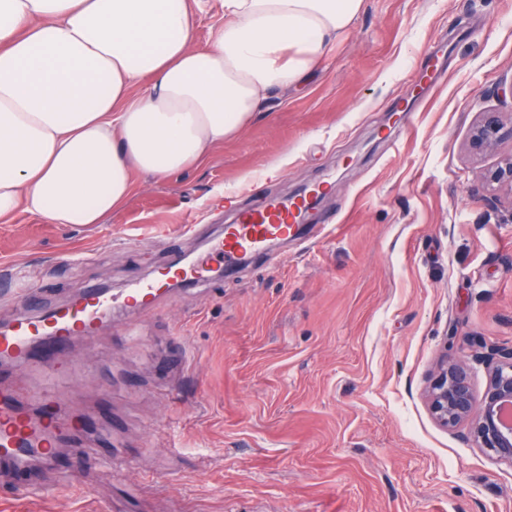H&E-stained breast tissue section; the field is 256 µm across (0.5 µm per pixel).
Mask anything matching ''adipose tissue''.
I'll list each match as a JSON object with an SVG mask.
<instances>
[{
    "instance_id": "1",
    "label": "adipose tissue",
    "mask_w": 512,
    "mask_h": 512,
    "mask_svg": "<svg viewBox=\"0 0 512 512\" xmlns=\"http://www.w3.org/2000/svg\"><path fill=\"white\" fill-rule=\"evenodd\" d=\"M363 0H0V223L100 224L135 174L204 162Z\"/></svg>"
}]
</instances>
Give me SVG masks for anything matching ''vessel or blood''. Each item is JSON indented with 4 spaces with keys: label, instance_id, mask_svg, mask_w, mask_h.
<instances>
[{
    "label": "vessel or blood",
    "instance_id": "1",
    "mask_svg": "<svg viewBox=\"0 0 512 512\" xmlns=\"http://www.w3.org/2000/svg\"><path fill=\"white\" fill-rule=\"evenodd\" d=\"M312 201L303 195L239 210L235 224L227 226L213 248L225 263H234L239 254L264 248L271 240H285L295 233L303 211ZM208 257L190 264H175L157 277L134 282L119 297L91 288L81 292L66 306L32 320L27 315L0 329V359L16 364L28 360L37 349L49 352L76 339L92 340L99 325L115 305L151 310L170 280L199 281L205 274ZM63 372L55 368L45 374L41 385L29 389L0 377V474H16L29 468L32 460L48 458L50 445L76 439L85 422L75 419L66 407L61 385ZM70 473H60L56 483H32L21 487V497L57 494L62 485H77Z\"/></svg>",
    "mask_w": 512,
    "mask_h": 512
}]
</instances>
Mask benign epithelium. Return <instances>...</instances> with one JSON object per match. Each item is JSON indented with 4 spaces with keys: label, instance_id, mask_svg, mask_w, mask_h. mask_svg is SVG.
Listing matches in <instances>:
<instances>
[{
    "label": "benign epithelium",
    "instance_id": "1",
    "mask_svg": "<svg viewBox=\"0 0 512 512\" xmlns=\"http://www.w3.org/2000/svg\"><path fill=\"white\" fill-rule=\"evenodd\" d=\"M504 119L500 112H482L470 141L475 154L494 150L502 139ZM488 184L512 188V155L488 170ZM483 359L491 365L489 380L481 401H475L465 367L443 366L430 384L427 397L435 419L445 427L467 425V438L489 457L512 465V421L503 409L512 403V349H496Z\"/></svg>",
    "mask_w": 512,
    "mask_h": 512
}]
</instances>
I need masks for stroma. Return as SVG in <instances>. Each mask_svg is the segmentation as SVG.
<instances>
[{
	"instance_id": "35a3bbf8",
	"label": "stroma",
	"mask_w": 512,
	"mask_h": 512,
	"mask_svg": "<svg viewBox=\"0 0 512 512\" xmlns=\"http://www.w3.org/2000/svg\"><path fill=\"white\" fill-rule=\"evenodd\" d=\"M442 78L419 79L430 53ZM512 0H364L308 79L201 166L137 178L102 224L0 223V321L15 277L35 313L84 288L119 293L209 255L239 209L332 186L297 238L235 272L113 309L71 342L66 400L121 419L112 470L85 430L56 461L82 482L0 512H512V465L433 418L442 359L512 348V191L491 205L467 152L483 112L512 110ZM336 230L323 234L324 225Z\"/></svg>"
}]
</instances>
